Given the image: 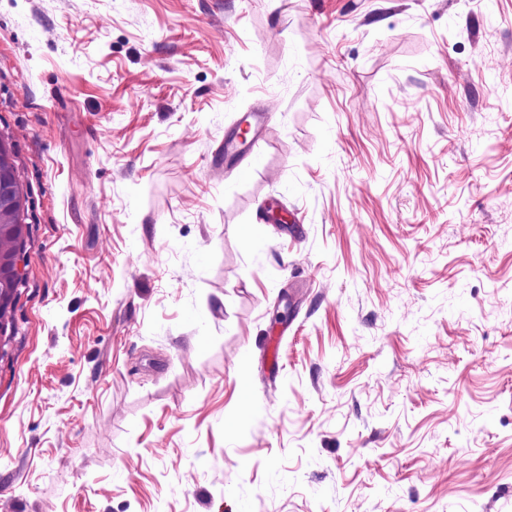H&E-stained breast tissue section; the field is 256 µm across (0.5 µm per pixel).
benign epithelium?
<instances>
[{"instance_id":"7a95c632","label":"benign epithelium","mask_w":512,"mask_h":512,"mask_svg":"<svg viewBox=\"0 0 512 512\" xmlns=\"http://www.w3.org/2000/svg\"><path fill=\"white\" fill-rule=\"evenodd\" d=\"M27 195L17 173L12 143L0 135V356L12 342L19 282L20 246L27 236Z\"/></svg>"}]
</instances>
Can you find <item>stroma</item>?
Instances as JSON below:
<instances>
[{
    "mask_svg": "<svg viewBox=\"0 0 512 512\" xmlns=\"http://www.w3.org/2000/svg\"><path fill=\"white\" fill-rule=\"evenodd\" d=\"M0 133V512H512V0H0ZM268 120L266 113H250L233 131L224 135V157L240 152L251 153L258 147L260 128ZM26 209L27 195L12 143L0 134V357L12 342L16 298L24 276L20 246L27 236Z\"/></svg>",
    "mask_w": 512,
    "mask_h": 512,
    "instance_id": "1",
    "label": "stroma"
}]
</instances>
